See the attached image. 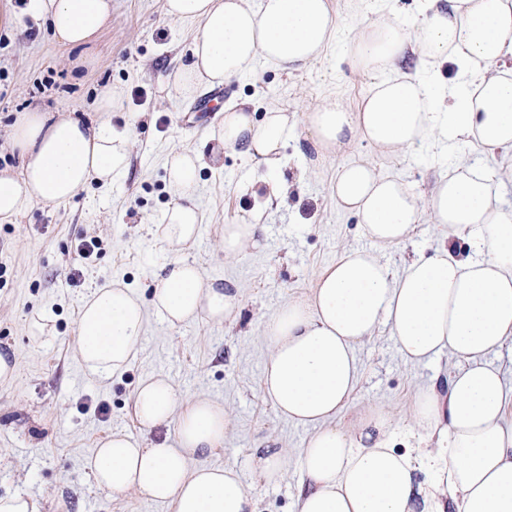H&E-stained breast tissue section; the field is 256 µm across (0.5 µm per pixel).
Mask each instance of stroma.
<instances>
[{"instance_id":"35a3bbf8","label":"stroma","mask_w":512,"mask_h":512,"mask_svg":"<svg viewBox=\"0 0 512 512\" xmlns=\"http://www.w3.org/2000/svg\"><path fill=\"white\" fill-rule=\"evenodd\" d=\"M423 5L332 0L338 32L322 59L290 75L257 60L253 71L225 81L223 111L216 115L195 113L201 91L187 94L166 81L199 25L169 19L164 0H112L109 25L76 49L61 46L47 24L24 14L16 27L0 26L1 170L13 173L20 166L7 144L18 115L36 109L96 120L99 92L109 85L123 92L121 108L110 115L112 127L132 132L130 166L110 187L93 182L68 203L38 204L0 223V355L16 365L14 378L0 382V496L37 497L42 512H173L132 491L106 496L86 468L99 441L115 431L176 447V422L146 432L134 415L137 387L160 375L182 403L207 398L227 413L223 446L198 455L196 465L234 468L257 512H294L304 478L300 450L311 429L278 415L263 392L268 320L308 295L324 269L348 251L371 252L397 274L404 258L430 256L438 244V231L425 217L403 245L368 238L357 217L331 196L337 168L362 158L421 196L448 166L489 158L479 147L464 143L451 152L433 139L395 158L360 142L324 158L300 125L282 166L272 170L220 147L211 132L244 101L259 114L277 107L300 117L333 101L356 109L379 77L354 68L347 56L353 25L388 15L411 21ZM184 149L202 154L196 202L205 220L195 242L177 246L162 237L175 199L166 162ZM228 224L262 225L260 246L225 256ZM95 237L101 249L78 257L77 245ZM174 259L223 280L236 293L237 307L220 323L201 317L176 326L147 310L129 363L106 379L88 374L77 336L84 298L96 287L119 283L151 300L159 272ZM37 316L49 318L51 335L31 334ZM356 356L359 382L337 426L349 427L364 408L380 407L395 449L405 450L416 391L449 373L453 360L406 363L385 325L358 345ZM267 447L288 451L284 473L272 483L258 477L254 462L256 449Z\"/></svg>"}]
</instances>
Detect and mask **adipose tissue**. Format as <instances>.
Instances as JSON below:
<instances>
[{
    "instance_id": "ef3b65f1",
    "label": "adipose tissue",
    "mask_w": 512,
    "mask_h": 512,
    "mask_svg": "<svg viewBox=\"0 0 512 512\" xmlns=\"http://www.w3.org/2000/svg\"><path fill=\"white\" fill-rule=\"evenodd\" d=\"M426 3L414 22L381 18L359 27L350 57L383 78L358 111L332 102L299 120L278 108L260 117L240 108L225 113L216 138L271 167L300 121L325 154L359 139L395 156L431 137L452 147L472 143L491 156L512 154V0ZM23 12L76 47L106 25L112 0H27ZM165 14L200 24L188 63L172 74L188 93L251 70L260 58L285 73L301 70L336 40L330 0H165ZM446 62L470 80L438 112L423 75ZM128 137L106 119L88 125L44 112L18 116L10 145L22 168L0 174V221L13 222L36 204L66 202L92 182L110 185L128 168ZM200 161L192 150L168 161L176 199L163 234L174 245L194 242L204 222L196 203ZM499 185L495 168L461 162L434 180L422 208L407 184L365 161L339 168L336 203L358 216L371 240L402 244L425 215L441 242L433 257L411 258L397 275L374 254L350 251L323 271L309 297L268 322L264 392L282 417L312 429L301 450L297 512H512V384L490 361L512 338V210L498 204ZM460 239L470 250L464 257L456 251ZM236 303L235 293L186 260L165 266L147 303L118 285L95 288L80 309L81 362L98 378L122 369L146 307L178 325L202 316L222 322ZM384 324L405 362L443 353L457 360L444 381L417 391L413 442L403 453L391 448L380 408L367 410L360 437L335 425L359 380L356 348ZM134 409L145 430L176 421L178 445L148 448L140 438L111 433L87 463L100 491L111 497L132 490L173 512H256L233 468L192 463L223 445L222 405L180 404L169 380L156 376L138 386ZM424 469L434 475L427 484L417 477Z\"/></svg>"
}]
</instances>
